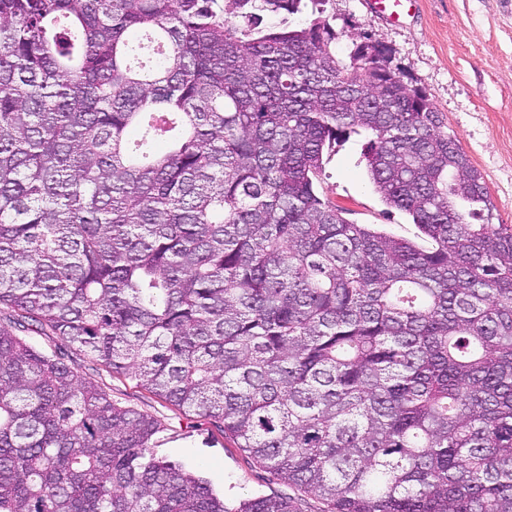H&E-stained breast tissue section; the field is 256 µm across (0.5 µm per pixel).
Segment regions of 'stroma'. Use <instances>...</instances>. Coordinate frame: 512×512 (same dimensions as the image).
<instances>
[{
  "label": "stroma",
  "instance_id": "obj_1",
  "mask_svg": "<svg viewBox=\"0 0 512 512\" xmlns=\"http://www.w3.org/2000/svg\"><path fill=\"white\" fill-rule=\"evenodd\" d=\"M335 47L348 58L362 35L384 42L391 64L420 87L436 107L441 129L454 138L481 173L494 204L493 221L512 224V0H416L410 16L393 24L372 12L368 0H326ZM365 136H352L326 157L317 179L321 197L345 210L356 224L415 238L405 212L386 206L375 192L363 159ZM38 350L77 363L81 376L119 405L159 420L153 455L203 476L227 505L253 496L295 498L301 512H325L314 494H297L276 476L247 460L209 419L180 412L112 377L77 348L52 336L28 334Z\"/></svg>",
  "mask_w": 512,
  "mask_h": 512
}]
</instances>
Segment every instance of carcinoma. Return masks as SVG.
Instances as JSON below:
<instances>
[{"instance_id":"cac0c4a2","label":"carcinoma","mask_w":512,"mask_h":512,"mask_svg":"<svg viewBox=\"0 0 512 512\" xmlns=\"http://www.w3.org/2000/svg\"><path fill=\"white\" fill-rule=\"evenodd\" d=\"M228 2L0 0V311L327 512H512V225L386 44ZM359 132L421 242L318 194ZM159 428L0 325V512H300ZM38 350L80 366V374L103 388L112 401L149 414L161 423L153 455L180 465L183 470L206 478L214 492L232 507L253 496L299 498L301 512H324V502L314 494L300 493L276 476L247 460L209 419L185 414L136 387L128 378L112 377L106 369L75 347L54 336L15 331ZM301 498V500H300Z\"/></svg>"}]
</instances>
